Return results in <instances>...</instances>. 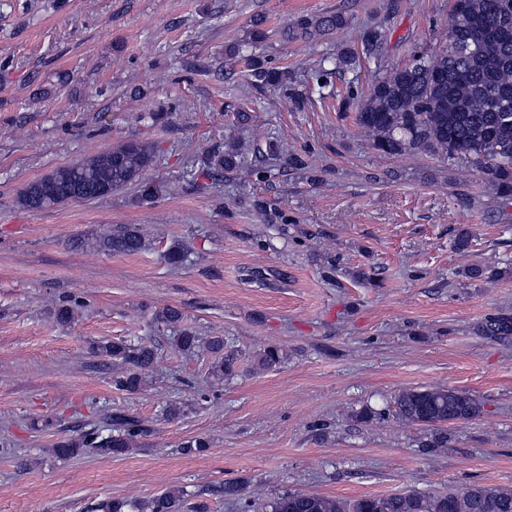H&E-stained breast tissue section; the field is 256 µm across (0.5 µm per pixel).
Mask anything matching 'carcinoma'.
<instances>
[{
	"label": "carcinoma",
	"instance_id": "cac0c4a2",
	"mask_svg": "<svg viewBox=\"0 0 512 512\" xmlns=\"http://www.w3.org/2000/svg\"><path fill=\"white\" fill-rule=\"evenodd\" d=\"M454 3L453 32L432 55H421L401 68L382 67L379 48L382 32L363 30L360 49H337L335 68L350 70L363 58L375 65L378 76L357 104L355 120L370 148L379 155L424 152L450 162H465L490 183L498 197L512 199V38L496 31L512 30V0H464ZM347 26L344 15L336 13L302 16L292 23L289 34L310 39L331 34ZM251 75L279 90L294 106L300 95L288 82V69L270 68L260 57L247 58ZM154 159L153 148L135 139L110 150L77 160L28 184L18 197L22 208L41 212L73 200H95L125 187H139L148 202L160 187L145 179ZM247 157L231 149L208 157L209 169L232 173ZM83 249L108 254H135L145 248L140 229L120 225L109 233L92 234L79 241ZM153 320L176 329L174 346L192 353L200 337L189 327L181 328L180 310L164 307ZM477 332L497 342L512 341V313L501 311L484 318ZM224 337L212 336L207 348L212 355L209 374L219 379L232 375L237 356L224 351ZM91 353L112 362V386L135 393L144 385V374L153 368L158 347L152 343L100 340L91 344ZM283 362V353L269 345L255 356L257 368L274 370ZM481 413V402L466 391L434 386L406 389L394 399L393 415L408 424L430 428L421 443L423 451L435 455L448 447L447 426L467 422ZM146 434L143 423L121 411L107 413L93 427L79 426L77 435L54 444L59 458L77 454H121ZM209 494L238 503L240 512H250L251 502L237 482H226ZM270 512H512V489L473 484L446 493L423 494L407 491L389 495L362 496L341 500L318 494L286 491L269 504ZM209 505L194 503L184 491L170 489L147 501L127 503L106 500L95 512H208Z\"/></svg>",
	"mask_w": 512,
	"mask_h": 512
}]
</instances>
